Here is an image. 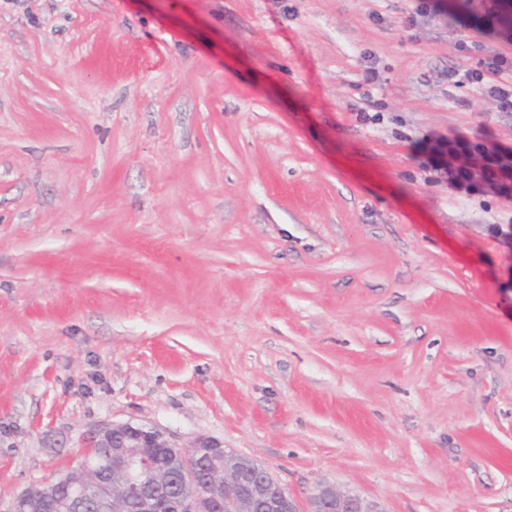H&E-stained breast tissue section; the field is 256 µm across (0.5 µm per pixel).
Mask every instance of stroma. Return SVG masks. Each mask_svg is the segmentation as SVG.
Masks as SVG:
<instances>
[{
	"mask_svg": "<svg viewBox=\"0 0 512 512\" xmlns=\"http://www.w3.org/2000/svg\"><path fill=\"white\" fill-rule=\"evenodd\" d=\"M492 4L0 0V512L130 421L512 512V197L448 170L512 151L449 77Z\"/></svg>",
	"mask_w": 512,
	"mask_h": 512,
	"instance_id": "stroma-1",
	"label": "stroma"
}]
</instances>
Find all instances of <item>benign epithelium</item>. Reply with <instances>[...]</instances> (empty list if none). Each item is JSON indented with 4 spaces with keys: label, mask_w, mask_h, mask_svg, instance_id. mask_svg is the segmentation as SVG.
Instances as JSON below:
<instances>
[{
    "label": "benign epithelium",
    "mask_w": 512,
    "mask_h": 512,
    "mask_svg": "<svg viewBox=\"0 0 512 512\" xmlns=\"http://www.w3.org/2000/svg\"><path fill=\"white\" fill-rule=\"evenodd\" d=\"M461 167L492 190H512L509 156L479 150L448 155V169ZM78 447L83 457L79 469L24 489L13 499L10 512H62L90 489L109 512L129 500L139 501L143 512H220L229 504L237 512H250L258 502L268 512H383L377 502L329 482L317 484L302 507L270 472L255 468L248 457L227 453L220 441L203 437L182 448L149 424L104 422L85 431ZM146 469L159 484L175 475L186 487L203 483L205 488L160 501L143 484Z\"/></svg>",
    "instance_id": "benign-epithelium-1"
}]
</instances>
